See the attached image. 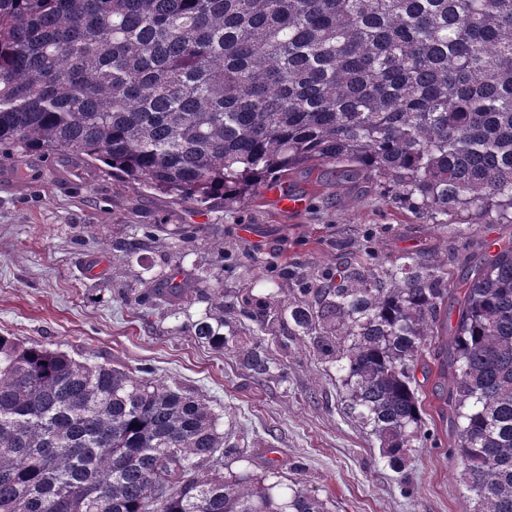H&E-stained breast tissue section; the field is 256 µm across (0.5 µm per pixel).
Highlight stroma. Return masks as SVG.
<instances>
[{
	"mask_svg": "<svg viewBox=\"0 0 512 512\" xmlns=\"http://www.w3.org/2000/svg\"><path fill=\"white\" fill-rule=\"evenodd\" d=\"M283 185L304 206L291 212L272 188ZM153 225L139 250L122 246ZM192 229L181 242L180 228ZM512 242V223L445 217L436 222L384 198L373 179L326 164L268 178L243 204L207 208L112 177L65 156L0 153V333L34 340L95 362L143 369L148 379L192 389L244 440L243 460L225 472L278 470L301 482L329 512H473L472 495L448 455L459 419L448 404V376L437 347L416 377L427 445L413 447L402 468L390 466L370 427L347 408L336 366L318 358L310 339L287 326L242 321L244 299L287 302L301 280L336 275L366 261L421 267L444 257L456 285L485 261L491 244ZM223 243L216 253L215 243ZM207 269L224 288V317L243 346H260L271 363L255 378L231 350L191 336L186 322L207 307L171 315L128 301L130 291L161 276Z\"/></svg>",
	"mask_w": 512,
	"mask_h": 512,
	"instance_id": "1",
	"label": "stroma"
}]
</instances>
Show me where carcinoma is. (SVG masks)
<instances>
[{
	"label": "carcinoma",
	"instance_id": "carcinoma-1",
	"mask_svg": "<svg viewBox=\"0 0 512 512\" xmlns=\"http://www.w3.org/2000/svg\"><path fill=\"white\" fill-rule=\"evenodd\" d=\"M0 148L208 208L336 164L432 219L512 223V0H0ZM447 263L351 267L240 314L341 363L392 465L427 439L415 369L451 329L449 454L474 512H512V243L458 283L452 327ZM198 299L192 335L268 375L206 271L135 302ZM240 456L195 392L0 334V512H328L275 472L224 475Z\"/></svg>",
	"mask_w": 512,
	"mask_h": 512
}]
</instances>
